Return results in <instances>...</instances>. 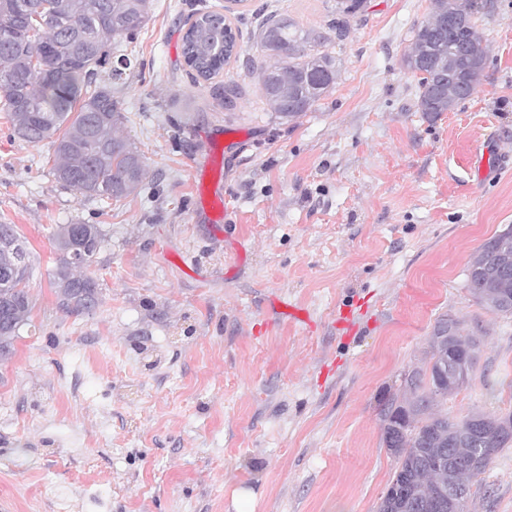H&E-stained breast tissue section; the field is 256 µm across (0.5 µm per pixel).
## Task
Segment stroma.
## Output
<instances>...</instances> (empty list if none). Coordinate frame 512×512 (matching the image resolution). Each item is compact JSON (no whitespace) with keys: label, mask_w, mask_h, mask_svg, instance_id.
<instances>
[{"label":"stroma","mask_w":512,"mask_h":512,"mask_svg":"<svg viewBox=\"0 0 512 512\" xmlns=\"http://www.w3.org/2000/svg\"><path fill=\"white\" fill-rule=\"evenodd\" d=\"M180 0H151L116 93L149 178L108 204L63 189L50 142L0 111V224L29 254L32 308L0 361V512H377L397 460L377 397L452 314L480 340L441 409L512 412V316L475 303L471 255L512 224V0H478L481 83L417 107L403 57L431 0H367L322 50L336 84L282 119L258 81V25L328 33L336 0H200L240 51L208 81L182 55ZM224 195L222 221L202 213ZM101 225L92 312L58 306V225ZM359 332L342 335L340 313ZM474 512H512V447Z\"/></svg>","instance_id":"stroma-1"}]
</instances>
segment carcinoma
Here are the masks:
<instances>
[{
	"mask_svg": "<svg viewBox=\"0 0 512 512\" xmlns=\"http://www.w3.org/2000/svg\"><path fill=\"white\" fill-rule=\"evenodd\" d=\"M366 0H337L332 29L344 37L350 21L361 14ZM464 13L466 26L452 30L441 14L448 7ZM474 0H434L432 17L415 31L404 60L433 48L442 52L437 66L455 62L458 75L442 83L433 67L410 70L418 77V110L443 112L448 101L469 98L479 81L465 79L468 61L457 56L465 45L471 58L486 65V50L473 21ZM150 0H0V110L6 112L11 137L53 147V174L61 187L87 198L121 201L140 193L147 170L137 144L120 134L127 121L115 85L131 65L121 52L149 17ZM183 37L186 65L209 80L236 54L239 31L224 14L195 12ZM330 37L301 32L286 18L270 17L258 33L262 61V96L271 111L298 118L336 84L332 56L313 51ZM117 65H109L112 55ZM105 243L98 224H61L55 235L58 253L54 272L58 305L68 313L94 310L99 284L77 273L90 265ZM485 249L468 262L466 283L472 297H486L485 309L501 314L497 300L512 299V272L500 277L483 272ZM28 254L12 224H0V307L11 309L10 324H0V350L13 353V342L31 310L26 288ZM477 340L463 333L455 320L453 355L458 373L448 378L435 336L428 339L423 364L413 376L378 399L382 441L398 467L381 498L378 512H435L440 490L453 484L470 501L471 488L494 456L512 444V433L499 429L500 416L473 410L458 419L433 412L434 402L466 386L476 363Z\"/></svg>",
	"mask_w": 512,
	"mask_h": 512,
	"instance_id": "1",
	"label": "carcinoma"
}]
</instances>
